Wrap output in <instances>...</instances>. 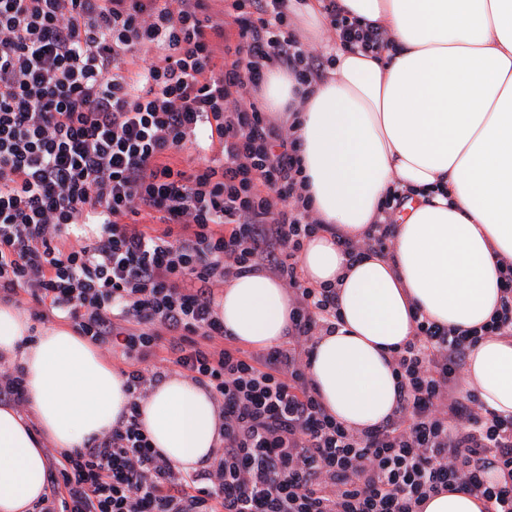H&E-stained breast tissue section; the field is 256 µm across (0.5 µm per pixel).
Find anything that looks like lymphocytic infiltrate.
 <instances>
[{"label": "lymphocytic infiltrate", "mask_w": 512, "mask_h": 512, "mask_svg": "<svg viewBox=\"0 0 512 512\" xmlns=\"http://www.w3.org/2000/svg\"><path fill=\"white\" fill-rule=\"evenodd\" d=\"M322 8L345 48L387 44L337 0ZM288 12V0H224L217 24L206 0H0V293L50 305L128 358L168 339L224 417L221 454L184 475L128 416L61 452L38 512H419L459 488L512 512V416L458 385L472 343L512 336V266L480 331L418 319L380 425L338 422L308 376L316 336L339 321L335 287L298 263L324 226L298 193L292 127L252 99L269 66L304 85L322 76ZM230 26L237 44L216 58L209 37ZM190 148L196 162L181 167ZM401 203L389 197L386 220L341 247L387 250ZM258 266L294 295L286 341L261 355L215 346V286Z\"/></svg>", "instance_id": "obj_1"}]
</instances>
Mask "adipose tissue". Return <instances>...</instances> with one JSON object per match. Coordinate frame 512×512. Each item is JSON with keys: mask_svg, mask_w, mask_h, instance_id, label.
Wrapping results in <instances>:
<instances>
[{"mask_svg": "<svg viewBox=\"0 0 512 512\" xmlns=\"http://www.w3.org/2000/svg\"><path fill=\"white\" fill-rule=\"evenodd\" d=\"M360 24L386 31L380 52L337 49L327 80L299 84L268 67L267 107L294 124L302 195L327 231L300 257L309 282L332 284L341 321L316 338L308 374L326 412L363 430L397 408L393 351L415 315L465 334L501 305L512 265V0H338ZM408 196L389 251L351 259L382 203ZM287 288L256 269L232 277L216 301L224 330L254 349L288 334ZM0 362L19 365L26 408L0 406V512H32L48 494L46 449L82 448L138 403V423L177 471L208 465L223 419L204 386L172 374L134 400L99 348L60 326L34 328L0 304ZM465 383L512 416V336L468 350Z\"/></svg>", "mask_w": 512, "mask_h": 512, "instance_id": "obj_1", "label": "adipose tissue"}]
</instances>
